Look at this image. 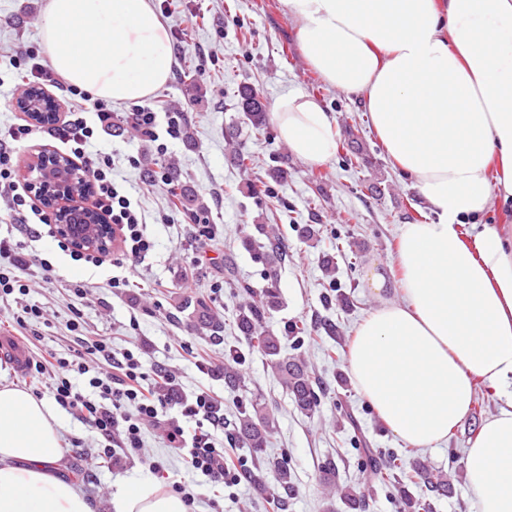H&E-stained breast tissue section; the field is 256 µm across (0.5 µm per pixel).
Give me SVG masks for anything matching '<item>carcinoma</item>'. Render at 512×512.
<instances>
[{"label":"carcinoma","mask_w":512,"mask_h":512,"mask_svg":"<svg viewBox=\"0 0 512 512\" xmlns=\"http://www.w3.org/2000/svg\"><path fill=\"white\" fill-rule=\"evenodd\" d=\"M239 99L241 110L249 122L256 126L265 122L266 106L260 101L258 93L251 88H244L239 91ZM256 228L267 237V243L262 246L260 260L273 273L286 254L284 241L265 224H258ZM278 305V291L272 284L240 310L237 329L252 346L267 357L268 366L288 390L295 405L302 411L311 412L318 405L321 388L312 377L307 363L298 356L282 355L280 338L263 330L266 319ZM243 358L244 355L236 346H224V386L231 391H236L241 386L240 366ZM270 424L269 415L262 412L258 405L243 404L236 419L230 423L231 439L256 453L260 452L266 447ZM358 452L361 468L365 469L364 476L374 475L382 481L390 476L394 477L393 488L400 495V499L404 500L405 512H430L431 500L447 495L451 488L449 476L418 460L408 464L405 457L396 451L385 455L378 449L360 448ZM267 464L275 472L278 482L276 491L272 492L274 507L278 512H286L288 499L294 494L288 463L284 459L269 458ZM416 475L422 480L423 489L419 495L414 496L409 492L406 483L413 481ZM342 496L344 504L352 512H364L365 495L347 488Z\"/></svg>","instance_id":"cac0c4a2"}]
</instances>
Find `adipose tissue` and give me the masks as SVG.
<instances>
[{
  "mask_svg": "<svg viewBox=\"0 0 512 512\" xmlns=\"http://www.w3.org/2000/svg\"><path fill=\"white\" fill-rule=\"evenodd\" d=\"M320 78L360 94L395 167L430 220L403 225L389 269L399 300L358 325L347 366L396 436L445 440L479 385L502 401L465 451L477 512H512V224H480L512 201V0H282ZM43 42L53 71L95 100L137 102L172 70L149 0H48ZM312 166L336 152L335 118L291 90L270 112ZM61 425L51 407L0 385V512H92L53 473ZM112 512H187L157 484L116 483Z\"/></svg>",
  "mask_w": 512,
  "mask_h": 512,
  "instance_id": "1",
  "label": "adipose tissue"
}]
</instances>
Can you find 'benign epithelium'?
I'll return each instance as SVG.
<instances>
[{"label": "benign epithelium", "instance_id": "benign-epithelium-1", "mask_svg": "<svg viewBox=\"0 0 512 512\" xmlns=\"http://www.w3.org/2000/svg\"><path fill=\"white\" fill-rule=\"evenodd\" d=\"M23 179L60 235L81 250L112 251L118 231L86 202L92 192L90 179L69 157L43 150L27 165Z\"/></svg>", "mask_w": 512, "mask_h": 512}]
</instances>
